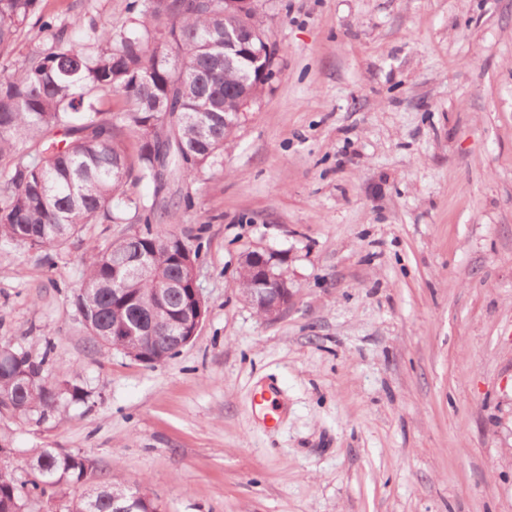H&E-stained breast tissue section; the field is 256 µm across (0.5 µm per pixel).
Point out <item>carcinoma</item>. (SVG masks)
<instances>
[{
    "mask_svg": "<svg viewBox=\"0 0 512 512\" xmlns=\"http://www.w3.org/2000/svg\"><path fill=\"white\" fill-rule=\"evenodd\" d=\"M41 0H0V54L12 47ZM133 27L103 28L92 43H77L70 26L44 24L47 43L18 67L0 75V241L58 250L100 221L130 224L116 242L95 247L74 295L91 342L116 345L138 361L162 363L178 355L167 343L177 314L193 305L192 276L184 253L202 256V237L188 239L156 223L168 202L157 171L182 179L222 162L224 141L238 126L239 96L257 100L275 75L256 76V64L233 58L224 66V27L240 22L224 13V0H135ZM119 107L112 108L113 100ZM165 133L162 142L157 132ZM35 154L20 155L22 143ZM154 185L146 203L127 186ZM90 393L52 374L49 353L40 359L0 344V414L25 421L52 416L67 401ZM93 460L64 448H37L34 478L24 487L0 468V512H27L50 490L82 481ZM110 481L76 498L66 512H113ZM130 512H160L147 493L126 502Z\"/></svg>",
    "mask_w": 512,
    "mask_h": 512,
    "instance_id": "cac0c4a2",
    "label": "carcinoma"
}]
</instances>
